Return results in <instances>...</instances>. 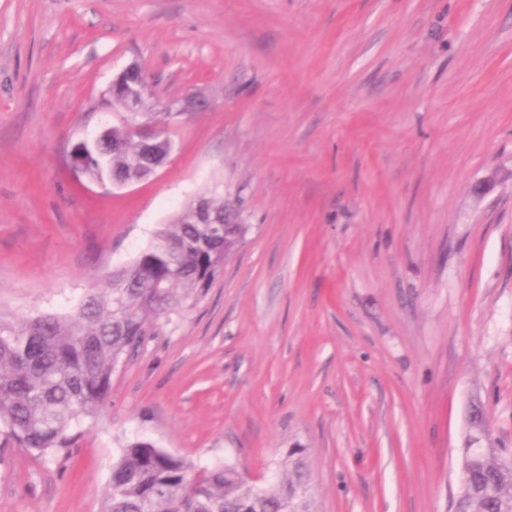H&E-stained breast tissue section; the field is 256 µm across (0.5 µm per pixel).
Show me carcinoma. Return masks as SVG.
Listing matches in <instances>:
<instances>
[{
	"label": "carcinoma",
	"instance_id": "obj_1",
	"mask_svg": "<svg viewBox=\"0 0 512 512\" xmlns=\"http://www.w3.org/2000/svg\"><path fill=\"white\" fill-rule=\"evenodd\" d=\"M165 112H132L90 142L82 174L94 182L143 180L159 159L144 138L169 136ZM187 205L162 225L129 264L68 314L16 321L0 312V435L21 448L55 454L83 434L108 398L112 372L135 353L157 322L194 308L247 231H205ZM303 450L284 461L287 478L266 488L243 482L229 465H194L146 441L121 448L112 465L104 512H313ZM454 512H512V457L498 448L460 449Z\"/></svg>",
	"mask_w": 512,
	"mask_h": 512
}]
</instances>
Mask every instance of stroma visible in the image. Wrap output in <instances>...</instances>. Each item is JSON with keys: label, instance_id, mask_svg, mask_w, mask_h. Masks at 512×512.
Masks as SVG:
<instances>
[{"label": "stroma", "instance_id": "35a3bbf8", "mask_svg": "<svg viewBox=\"0 0 512 512\" xmlns=\"http://www.w3.org/2000/svg\"><path fill=\"white\" fill-rule=\"evenodd\" d=\"M136 64L206 107L123 187L68 155ZM248 231L71 448L0 446V512H103L135 439L316 512H450L472 408L512 450V0H0V310L66 314L189 202Z\"/></svg>", "mask_w": 512, "mask_h": 512}]
</instances>
